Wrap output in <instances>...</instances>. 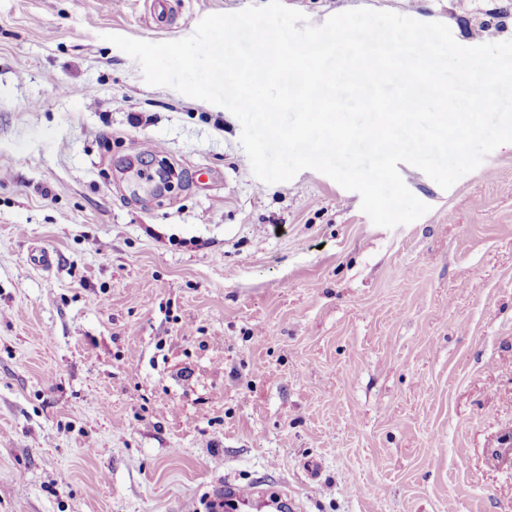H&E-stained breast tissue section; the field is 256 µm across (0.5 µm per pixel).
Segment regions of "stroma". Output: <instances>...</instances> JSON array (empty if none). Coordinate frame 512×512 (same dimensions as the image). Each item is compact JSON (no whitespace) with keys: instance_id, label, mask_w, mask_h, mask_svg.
I'll list each match as a JSON object with an SVG mask.
<instances>
[{"instance_id":"obj_1","label":"stroma","mask_w":512,"mask_h":512,"mask_svg":"<svg viewBox=\"0 0 512 512\" xmlns=\"http://www.w3.org/2000/svg\"><path fill=\"white\" fill-rule=\"evenodd\" d=\"M263 2L0 0V512H193L227 478L512 512V151L446 191L399 163L430 210L379 227L315 170L256 178L233 114L107 40ZM284 3L512 40V0Z\"/></svg>"}]
</instances>
